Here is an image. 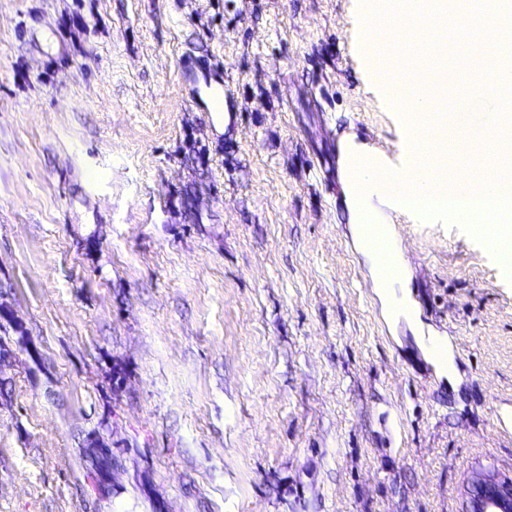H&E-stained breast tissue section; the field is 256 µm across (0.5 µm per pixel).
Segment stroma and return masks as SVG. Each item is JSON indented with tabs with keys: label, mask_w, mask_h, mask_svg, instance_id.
<instances>
[{
	"label": "stroma",
	"mask_w": 512,
	"mask_h": 512,
	"mask_svg": "<svg viewBox=\"0 0 512 512\" xmlns=\"http://www.w3.org/2000/svg\"><path fill=\"white\" fill-rule=\"evenodd\" d=\"M75 10L0 0V512H467L476 473L512 476V276L466 225L391 212L416 318H390L346 226L340 138L405 155L355 0ZM183 55L238 122L191 102ZM472 71L447 84L476 151L498 118Z\"/></svg>",
	"instance_id": "1"
}]
</instances>
